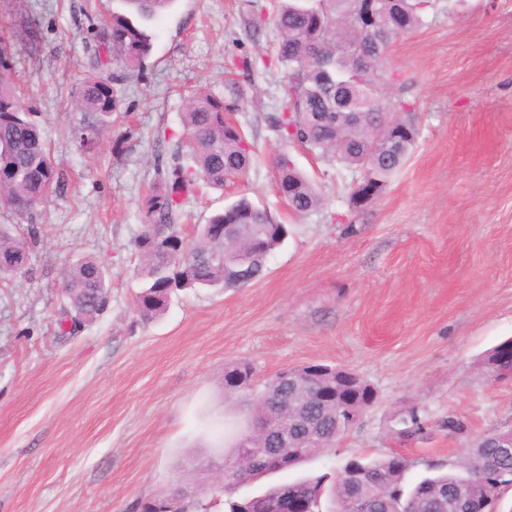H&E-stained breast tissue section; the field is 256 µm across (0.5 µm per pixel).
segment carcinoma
<instances>
[{
	"label": "carcinoma",
	"mask_w": 512,
	"mask_h": 512,
	"mask_svg": "<svg viewBox=\"0 0 512 512\" xmlns=\"http://www.w3.org/2000/svg\"><path fill=\"white\" fill-rule=\"evenodd\" d=\"M96 33L92 72L72 91L82 123L69 134L82 151L91 149L120 112L115 85L146 68L153 40L146 23L171 0H123ZM428 0H381L371 30L354 23L359 0H277L271 18L278 31L277 57L286 71L285 111L267 117L280 136L383 192L413 149L417 128L411 106L393 108L377 98L387 80V49L393 40L423 25ZM117 64L124 74H107ZM224 99L192 89L181 113L184 134L176 139L166 164H157L156 183L147 199L146 217L134 237L142 281L135 311L140 320L163 314L178 288L245 287L261 279L268 258L288 236V226L242 196L199 225L192 245L174 224L184 202L199 192L244 175L253 161V143L243 126L225 116ZM278 191L288 208L306 215L322 197L292 158L275 159ZM65 181L43 137L39 122L20 105L8 79L0 74V205L31 216ZM39 225L26 234L0 231V261L23 274L39 243ZM69 309L59 321L64 335L79 331L104 312L101 297L110 295L102 261L82 256L62 277ZM489 381L512 378V339L481 360ZM229 392L254 394L241 430L224 457V488L287 472L331 453L375 402L374 388L360 376L328 364L283 370L258 384L250 364L225 368ZM400 434L414 438L425 424L412 409L402 418ZM402 454L351 457L320 475L267 486L256 495L229 504V512H281L284 498L297 500L300 512H476L501 500L512 485V450L496 447L491 434L471 439L463 460L447 471L433 466L413 482ZM188 512L185 497L168 495L139 505L140 512Z\"/></svg>",
	"instance_id": "1"
}]
</instances>
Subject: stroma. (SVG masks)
<instances>
[{
	"mask_svg": "<svg viewBox=\"0 0 512 512\" xmlns=\"http://www.w3.org/2000/svg\"><path fill=\"white\" fill-rule=\"evenodd\" d=\"M274 5L174 0L149 23L143 75L118 85V119L84 153L67 133L81 119L72 87L122 0H0V57L65 178L36 217L28 274L0 282V512H134L176 483L215 481L223 447L211 425L248 411L224 392V369L238 361L259 383L326 363L375 388L374 406L307 473L401 453L414 478L458 462L472 435L512 426V379L487 382L479 365L512 337V0H430L423 26L390 45L398 78L381 100L410 102L419 135L360 210L349 203L350 175L265 122L281 109L285 81ZM257 15L265 24L249 28ZM187 89L223 97L254 159L244 177L185 202L180 234L193 242L197 225L242 195L290 234L259 281L178 291L159 319L141 323L132 240L156 157L182 133ZM281 152L314 179L318 211L288 209L276 184ZM88 255L107 268L110 307L79 333L59 334L62 272ZM412 406L426 429L404 440L400 420ZM451 414L467 435L439 429Z\"/></svg>",
	"mask_w": 512,
	"mask_h": 512,
	"instance_id": "35a3bbf8",
	"label": "stroma"
}]
</instances>
